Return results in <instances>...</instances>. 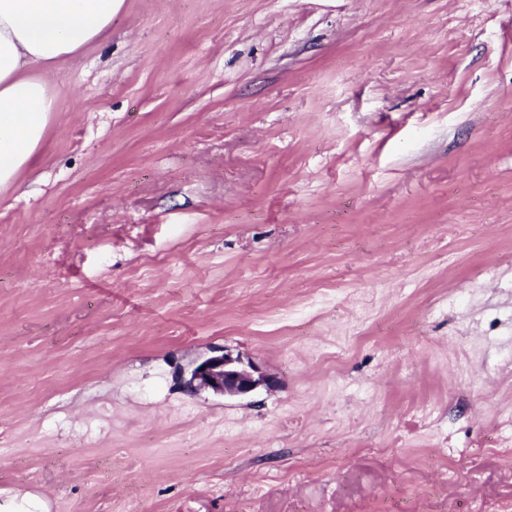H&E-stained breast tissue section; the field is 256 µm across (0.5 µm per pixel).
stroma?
<instances>
[{
	"instance_id": "35a3bbf8",
	"label": "stroma",
	"mask_w": 512,
	"mask_h": 512,
	"mask_svg": "<svg viewBox=\"0 0 512 512\" xmlns=\"http://www.w3.org/2000/svg\"><path fill=\"white\" fill-rule=\"evenodd\" d=\"M0 188V500L512 512V0H125ZM269 386L190 393L211 349Z\"/></svg>"
}]
</instances>
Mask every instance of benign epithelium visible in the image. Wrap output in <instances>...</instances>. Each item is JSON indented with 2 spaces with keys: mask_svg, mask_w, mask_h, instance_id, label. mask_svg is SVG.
I'll use <instances>...</instances> for the list:
<instances>
[{
  "mask_svg": "<svg viewBox=\"0 0 512 512\" xmlns=\"http://www.w3.org/2000/svg\"><path fill=\"white\" fill-rule=\"evenodd\" d=\"M177 378L190 391L210 389L231 398L246 396L261 386L269 385V380L257 373L252 363H246L241 357H234L224 350L179 369Z\"/></svg>",
  "mask_w": 512,
  "mask_h": 512,
  "instance_id": "7a95c632",
  "label": "benign epithelium"
}]
</instances>
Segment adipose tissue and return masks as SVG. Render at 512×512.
<instances>
[{
    "label": "adipose tissue",
    "mask_w": 512,
    "mask_h": 512,
    "mask_svg": "<svg viewBox=\"0 0 512 512\" xmlns=\"http://www.w3.org/2000/svg\"><path fill=\"white\" fill-rule=\"evenodd\" d=\"M125 0H0V187L36 152L56 96L47 75L99 41Z\"/></svg>",
    "instance_id": "ef3b65f1"
}]
</instances>
